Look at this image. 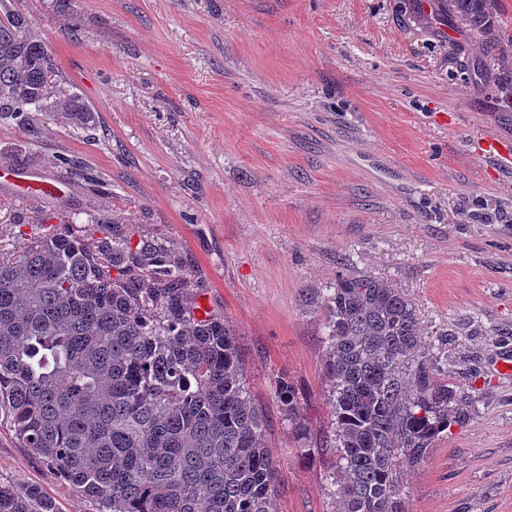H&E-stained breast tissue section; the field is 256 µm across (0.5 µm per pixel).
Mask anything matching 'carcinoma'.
<instances>
[{
  "label": "carcinoma",
  "instance_id": "obj_1",
  "mask_svg": "<svg viewBox=\"0 0 512 512\" xmlns=\"http://www.w3.org/2000/svg\"><path fill=\"white\" fill-rule=\"evenodd\" d=\"M51 49L0 0V121L62 112L98 128L75 93L50 99ZM54 165L94 182L71 158ZM101 227L107 214L64 222ZM323 369L331 382L341 512H406L397 470L427 457L468 409L420 350L411 303L371 277H340L323 295ZM166 244L108 232L31 239L0 260V417L16 438L99 512H270L281 482L263 409L244 384L224 315L202 309ZM300 440L295 386L274 381ZM0 512H57L36 485L0 484Z\"/></svg>",
  "mask_w": 512,
  "mask_h": 512
}]
</instances>
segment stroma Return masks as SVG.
<instances>
[{"label":"stroma","mask_w":512,"mask_h":512,"mask_svg":"<svg viewBox=\"0 0 512 512\" xmlns=\"http://www.w3.org/2000/svg\"><path fill=\"white\" fill-rule=\"evenodd\" d=\"M11 3L51 47L55 90L79 95L104 136L51 112L28 130L0 122V162L68 186L30 202L0 184V257L22 254L43 212L56 229L72 208L170 244L236 332L280 464L275 512H340L326 311L306 291L383 280L415 308L437 378L472 401L424 462L400 467L407 512H512V169L478 149L512 137V0H485L478 21L448 0ZM57 156L102 186L67 179ZM279 376L313 455L282 417ZM0 483L97 512L6 422Z\"/></svg>","instance_id":"stroma-1"}]
</instances>
